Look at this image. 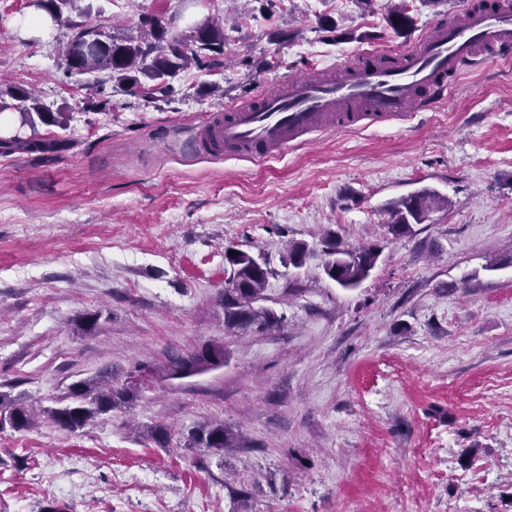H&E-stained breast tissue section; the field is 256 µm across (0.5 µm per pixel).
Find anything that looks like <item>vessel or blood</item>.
Here are the masks:
<instances>
[{
	"label": "vessel or blood",
	"mask_w": 512,
	"mask_h": 512,
	"mask_svg": "<svg viewBox=\"0 0 512 512\" xmlns=\"http://www.w3.org/2000/svg\"><path fill=\"white\" fill-rule=\"evenodd\" d=\"M512 58V0L434 23L402 52L374 49L348 68L279 83L256 102L213 115L201 143L264 159L317 131L403 119L444 98L471 68Z\"/></svg>",
	"instance_id": "1"
}]
</instances>
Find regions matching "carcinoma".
<instances>
[{
    "label": "carcinoma",
    "mask_w": 512,
    "mask_h": 512,
    "mask_svg": "<svg viewBox=\"0 0 512 512\" xmlns=\"http://www.w3.org/2000/svg\"><path fill=\"white\" fill-rule=\"evenodd\" d=\"M76 0H40L38 9L45 12L50 21L62 19V7H72ZM389 28L398 36L412 28L406 10L397 7L387 14ZM224 27L213 20L197 24L190 34L168 36L158 21H150L147 30L122 37L108 35L98 27L80 24L73 31L64 50L67 70L78 74H96L95 84L100 87L111 81L128 90L143 88L141 78L151 81L150 94L166 95L171 86L169 79L193 63L201 69H216L224 64ZM17 111L19 127L28 126L33 133L26 137L21 132L6 131L0 135V152L16 151L37 153L44 161L71 144L60 137L43 140L36 133L37 125L68 129V113L46 109L37 96L18 86L0 82V112ZM448 206V199L433 190L422 189L401 197L389 204V229L394 236L412 231V225L422 224L429 214ZM323 253L328 275L342 288L358 287L375 268L379 251L373 245L348 249L336 240L332 233L323 238ZM307 256L304 242L288 245L285 258L300 266ZM230 275L224 282V328L227 330L272 329L280 325L281 317L275 311L259 305L269 273L260 269L253 257L244 251L231 259H225ZM209 352L216 357L224 356V346L210 343L186 354L174 355L162 368L137 364L109 380L83 379L69 388L70 402L51 410V417L59 427L75 432L91 419L126 407L136 398L141 385L139 377L153 375L163 379H183L203 373L200 358ZM0 422L15 429H25L32 423L30 409L23 402L0 393ZM186 447L198 448L209 456L224 457L227 448L237 447V440L222 423L203 424L192 431Z\"/></svg>",
    "instance_id": "1"
}]
</instances>
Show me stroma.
Here are the masks:
<instances>
[{"instance_id":"stroma-1","label":"stroma","mask_w":512,"mask_h":512,"mask_svg":"<svg viewBox=\"0 0 512 512\" xmlns=\"http://www.w3.org/2000/svg\"><path fill=\"white\" fill-rule=\"evenodd\" d=\"M392 2L81 0L37 33L29 0H0V81L68 113L73 141L50 163L0 154V393L34 414L0 427V512H512V61L267 161L196 145L213 114L404 50L463 0H400L405 36ZM211 16L223 67L179 71L166 96L94 95L66 70L74 25L134 33L151 18L181 35ZM423 188L447 208L393 236L389 203ZM330 231L381 251L356 289L323 273ZM297 241L303 266L283 265ZM228 247L269 256L278 328L225 330ZM214 342L218 369L155 382L75 432L50 416L77 380ZM208 422L239 447H186Z\"/></svg>"}]
</instances>
